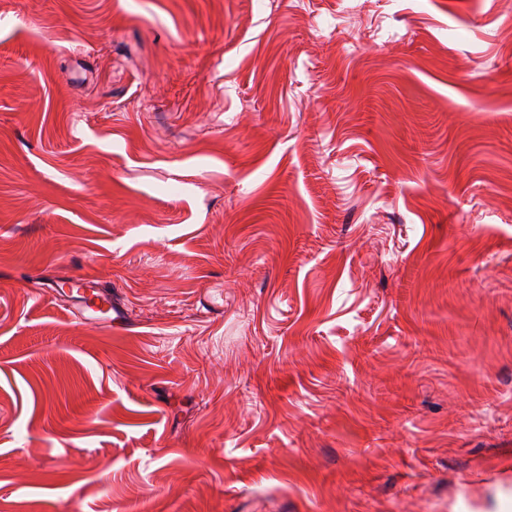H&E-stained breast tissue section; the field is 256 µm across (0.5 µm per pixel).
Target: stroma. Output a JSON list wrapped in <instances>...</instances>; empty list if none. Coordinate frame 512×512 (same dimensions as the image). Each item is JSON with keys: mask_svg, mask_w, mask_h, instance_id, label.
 Returning a JSON list of instances; mask_svg holds the SVG:
<instances>
[{"mask_svg": "<svg viewBox=\"0 0 512 512\" xmlns=\"http://www.w3.org/2000/svg\"><path fill=\"white\" fill-rule=\"evenodd\" d=\"M0 512H512V0H7ZM65 285L74 299L71 306L81 319L95 321L110 329L125 328L127 321L123 305L112 298L111 293L100 288L96 279L87 275H75Z\"/></svg>", "mask_w": 512, "mask_h": 512, "instance_id": "1", "label": "stroma"}]
</instances>
